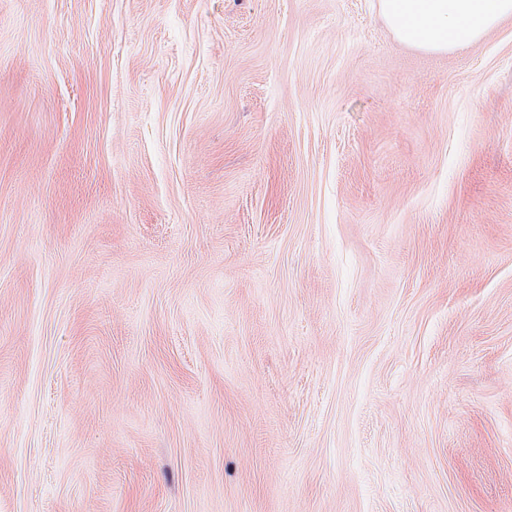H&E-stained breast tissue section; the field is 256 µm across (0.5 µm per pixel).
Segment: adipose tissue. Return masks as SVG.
<instances>
[{
  "instance_id": "adipose-tissue-1",
  "label": "adipose tissue",
  "mask_w": 512,
  "mask_h": 512,
  "mask_svg": "<svg viewBox=\"0 0 512 512\" xmlns=\"http://www.w3.org/2000/svg\"><path fill=\"white\" fill-rule=\"evenodd\" d=\"M378 7L398 42L435 53L476 44L512 19V0H378Z\"/></svg>"
}]
</instances>
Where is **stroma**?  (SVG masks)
<instances>
[{
    "instance_id": "stroma-1",
    "label": "stroma",
    "mask_w": 512,
    "mask_h": 512,
    "mask_svg": "<svg viewBox=\"0 0 512 512\" xmlns=\"http://www.w3.org/2000/svg\"><path fill=\"white\" fill-rule=\"evenodd\" d=\"M0 512H512V20L0 0ZM378 7L398 42L435 53L476 44L512 19V0H378Z\"/></svg>"
}]
</instances>
